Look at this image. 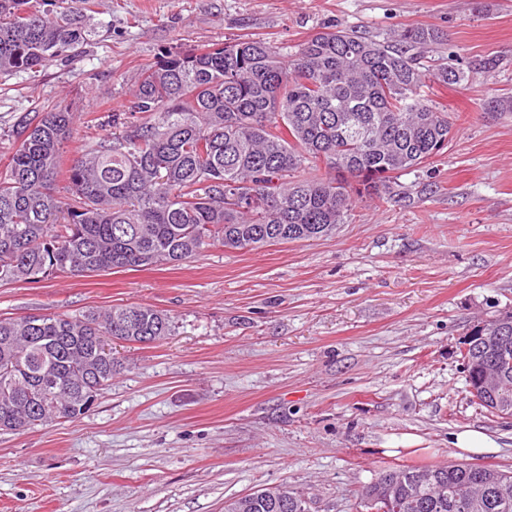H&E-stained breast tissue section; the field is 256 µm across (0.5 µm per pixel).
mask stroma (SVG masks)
<instances>
[{"mask_svg":"<svg viewBox=\"0 0 512 512\" xmlns=\"http://www.w3.org/2000/svg\"><path fill=\"white\" fill-rule=\"evenodd\" d=\"M75 55L0 75V169L19 117L76 115L67 153L125 110L136 74L162 55L241 37L294 53L325 27L389 40L432 27L429 83L448 112L445 152L403 171L409 201L359 199L332 234L254 251L221 246L182 264L0 282V316L143 304L173 331L116 345L125 361L74 422L0 433V512H224L226 499L287 485L309 512H355L384 466L512 467V418L475 408L458 361L467 330L512 310V0H90ZM485 57L489 72H473ZM477 430L492 456L455 448Z\"/></svg>","mask_w":512,"mask_h":512,"instance_id":"35a3bbf8","label":"stroma"}]
</instances>
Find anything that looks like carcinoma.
Listing matches in <instances>:
<instances>
[{
	"instance_id": "cac0c4a2",
	"label": "carcinoma",
	"mask_w": 512,
	"mask_h": 512,
	"mask_svg": "<svg viewBox=\"0 0 512 512\" xmlns=\"http://www.w3.org/2000/svg\"><path fill=\"white\" fill-rule=\"evenodd\" d=\"M60 0H0V73L31 71L90 40L93 31L58 15ZM435 28L400 31L392 42L361 31H322L284 57L253 38L171 52L131 85L130 110L72 157V114L25 115L0 172V282L39 283L56 274L94 276L185 262L208 246L254 250L310 240L344 223L355 200H394L397 175L448 146V113L421 94L465 72H432L417 50ZM486 338L464 342L466 383L484 363L499 372L491 393H471L488 413L512 417V312ZM166 313L145 305L101 312L0 317V431L23 433L89 413L124 361L95 349L98 336L158 343ZM495 473L500 494L483 490ZM397 512H512V468L476 463L381 469L360 492ZM286 487L224 501V512H303Z\"/></svg>"
}]
</instances>
